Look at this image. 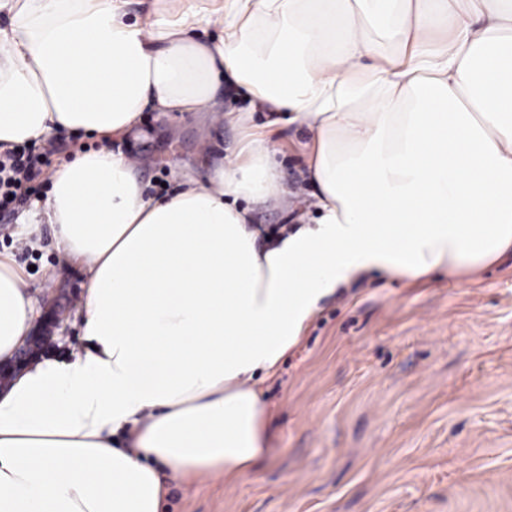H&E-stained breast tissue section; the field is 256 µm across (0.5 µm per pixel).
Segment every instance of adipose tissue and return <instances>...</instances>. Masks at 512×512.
<instances>
[{
    "label": "adipose tissue",
    "instance_id": "1",
    "mask_svg": "<svg viewBox=\"0 0 512 512\" xmlns=\"http://www.w3.org/2000/svg\"><path fill=\"white\" fill-rule=\"evenodd\" d=\"M243 94L228 111L225 88ZM239 132L183 189L148 196L143 112ZM267 113L263 125L253 112ZM310 136L288 182L276 130ZM98 149L49 172L14 232L54 231L85 274L83 349L0 390V512H159L269 453L257 385L320 302L366 274L461 280L512 252V0H0V153L62 133ZM291 213L277 233L260 210ZM36 315L0 252V361Z\"/></svg>",
    "mask_w": 512,
    "mask_h": 512
}]
</instances>
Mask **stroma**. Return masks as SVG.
Returning a JSON list of instances; mask_svg holds the SVG:
<instances>
[{
    "label": "stroma",
    "instance_id": "1",
    "mask_svg": "<svg viewBox=\"0 0 512 512\" xmlns=\"http://www.w3.org/2000/svg\"><path fill=\"white\" fill-rule=\"evenodd\" d=\"M148 193L176 187L236 129L188 113L144 115ZM39 310L63 305L53 346L81 349L82 273L56 265L51 231L17 252ZM270 452L236 480L169 481L163 512H512V256L476 280L373 274L325 299L301 344L262 386Z\"/></svg>",
    "mask_w": 512,
    "mask_h": 512
}]
</instances>
